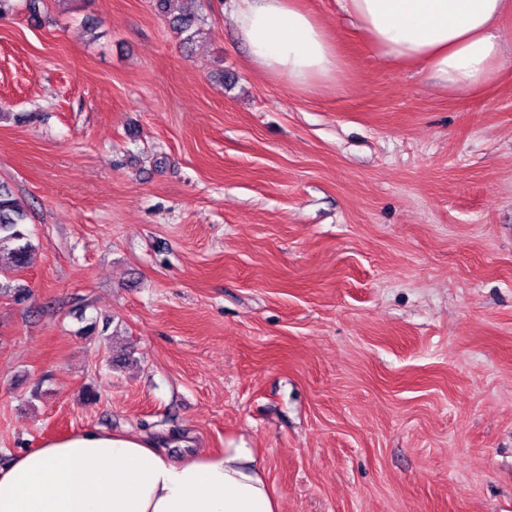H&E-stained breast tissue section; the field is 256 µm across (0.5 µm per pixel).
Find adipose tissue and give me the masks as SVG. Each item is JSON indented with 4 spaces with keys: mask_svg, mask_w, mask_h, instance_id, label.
<instances>
[{
    "mask_svg": "<svg viewBox=\"0 0 512 512\" xmlns=\"http://www.w3.org/2000/svg\"><path fill=\"white\" fill-rule=\"evenodd\" d=\"M252 63L309 92L343 62L300 0H232ZM385 62L419 69L441 89L472 94L504 63L512 0H338ZM0 512H279L253 452L186 451L140 435L82 430L0 462Z\"/></svg>",
    "mask_w": 512,
    "mask_h": 512,
    "instance_id": "obj_1",
    "label": "adipose tissue"
}]
</instances>
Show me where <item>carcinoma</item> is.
I'll return each mask as SVG.
<instances>
[{
    "label": "carcinoma",
    "instance_id": "cac0c4a2",
    "mask_svg": "<svg viewBox=\"0 0 512 512\" xmlns=\"http://www.w3.org/2000/svg\"><path fill=\"white\" fill-rule=\"evenodd\" d=\"M157 12L168 19L172 32L187 43L203 22L197 0H153ZM26 215L10 189L0 183V253H7L9 265L0 269V295L24 299L26 289L13 284L11 274L29 266L36 250L26 228Z\"/></svg>",
    "mask_w": 512,
    "mask_h": 512
}]
</instances>
